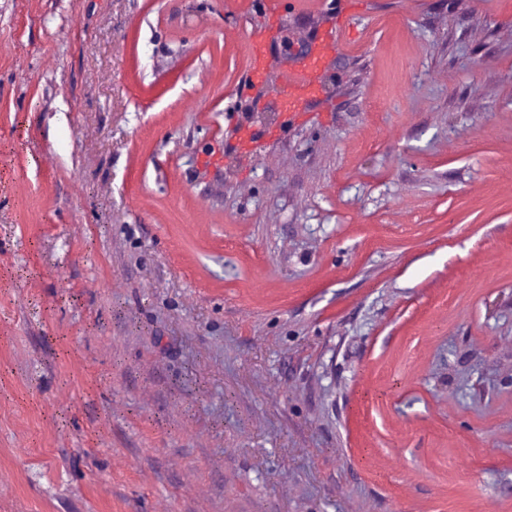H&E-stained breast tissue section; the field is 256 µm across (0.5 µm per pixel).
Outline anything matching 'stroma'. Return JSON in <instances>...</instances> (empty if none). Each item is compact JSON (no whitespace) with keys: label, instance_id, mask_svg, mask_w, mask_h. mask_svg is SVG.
Segmentation results:
<instances>
[{"label":"stroma","instance_id":"35a3bbf8","mask_svg":"<svg viewBox=\"0 0 512 512\" xmlns=\"http://www.w3.org/2000/svg\"><path fill=\"white\" fill-rule=\"evenodd\" d=\"M0 512H512V0H0ZM322 57H315L309 64L308 73L288 76V82L283 84L281 105L286 112L294 115L303 100L315 95L318 91L316 75L320 70Z\"/></svg>","mask_w":512,"mask_h":512}]
</instances>
